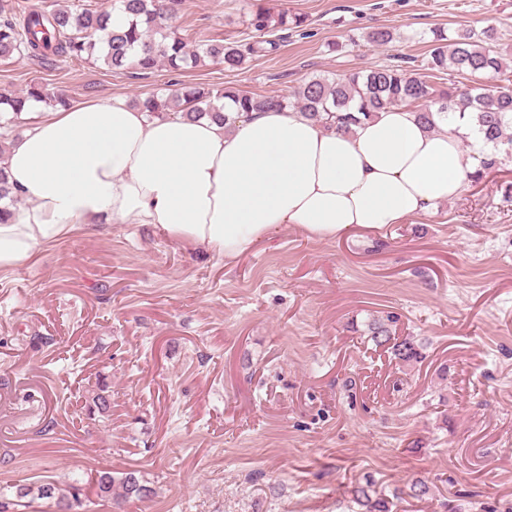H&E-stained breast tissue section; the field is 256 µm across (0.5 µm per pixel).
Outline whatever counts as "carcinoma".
Returning <instances> with one entry per match:
<instances>
[{"label": "carcinoma", "instance_id": "1", "mask_svg": "<svg viewBox=\"0 0 512 512\" xmlns=\"http://www.w3.org/2000/svg\"><path fill=\"white\" fill-rule=\"evenodd\" d=\"M182 0H105L99 7L75 5L61 0H41L33 6L27 0H0V60L26 58L40 64L57 60L99 62L115 69L132 67L149 73L160 66L173 72L209 58L226 70L242 66L248 57L265 56L278 48L280 33L303 27L305 17L286 10L274 12L261 3L251 4L242 23L255 33L244 44L210 43L201 50L192 49L179 30L168 23L176 15ZM363 38L379 46L395 40L391 29L373 28ZM494 29L479 33L462 29L449 36L441 29L431 32L430 49L425 64H385L343 76H312L290 96L246 94L233 86L210 89L180 86L167 93L150 94L135 100L152 119H166L183 109L185 114L231 121L234 112H259L270 105L302 111L327 128L345 132L372 118L391 104H406L416 109L420 122L436 127L438 114L453 122L456 112L469 109L484 134V141L494 151L479 154V167L472 179L498 163L499 146L512 152V79L504 76V58L488 41ZM449 74L466 75L481 80L467 89L451 83L436 88L431 80H443ZM32 102H41L53 110L69 106L60 93H50L40 84H31L19 94L0 95V121L9 125L28 111ZM19 196L8 185L4 167L0 166V223L11 216ZM394 316L387 315L371 324L372 340H391L390 325ZM421 346L404 340L393 345L395 358L404 363L422 358ZM101 499L126 500L144 498L152 489L127 473L115 479L110 471H101L95 482ZM353 498L365 512H392L393 503L376 492L372 483L359 484L351 490ZM82 495L78 484L61 486L55 481H36L18 485L8 494L0 489V512H16L25 499L54 501L60 512H71Z\"/></svg>", "mask_w": 512, "mask_h": 512}]
</instances>
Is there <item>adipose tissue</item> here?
Segmentation results:
<instances>
[{"instance_id": "adipose-tissue-1", "label": "adipose tissue", "mask_w": 512, "mask_h": 512, "mask_svg": "<svg viewBox=\"0 0 512 512\" xmlns=\"http://www.w3.org/2000/svg\"><path fill=\"white\" fill-rule=\"evenodd\" d=\"M469 119L433 130L391 105L341 132L275 107L231 124L150 119L125 97L42 112L0 164L24 199L0 223V271L101 222L150 224L227 260L283 225L312 239L378 233L466 190L481 141Z\"/></svg>"}]
</instances>
